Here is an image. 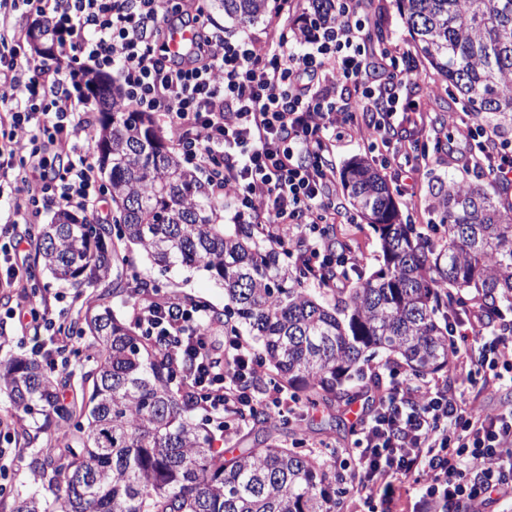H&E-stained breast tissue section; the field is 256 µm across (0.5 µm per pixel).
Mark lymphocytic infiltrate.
Masks as SVG:
<instances>
[{
	"mask_svg": "<svg viewBox=\"0 0 512 512\" xmlns=\"http://www.w3.org/2000/svg\"><path fill=\"white\" fill-rule=\"evenodd\" d=\"M335 2L333 23L262 45L248 34L220 38L197 14L190 19L194 42L173 56L167 36L181 10L172 0H0V182L9 184L23 222L10 227L9 245L0 251V287L26 286L29 228L41 222L47 200L108 218L107 192L91 161L95 115L88 95L72 88L79 67L116 68L127 107L162 118L183 162L233 209L234 223L261 225L286 251L301 242L297 262L307 278L331 270L332 287H346L360 258L324 232L336 220L330 196L336 171L328 153L337 128L369 113L372 145L383 149L399 179L426 166L429 150L411 151L396 126L403 108L398 91L417 81L419 71L404 67L401 49H370L365 0ZM20 9L41 16L58 34L57 54L17 64L28 38L11 21ZM296 41L302 51L293 49ZM347 83L357 97L342 109L335 92ZM457 133L469 147L470 170L512 184L511 139L467 121ZM42 135L66 155V164L41 155ZM210 313L206 301L164 291L135 296L131 322L142 335L166 337L183 388L226 435L256 407L282 417L303 413L281 385L270 384L260 398L253 394L249 383L264 374L266 362L241 334L225 331L224 359L215 361ZM485 318L478 303L456 304L448 312V334L458 341L457 367L488 389L512 373V320H501L495 334ZM388 372L373 410L357 422L346 477L352 492L379 504L380 512H395L412 480L424 487L416 512H452L463 500L476 507L512 494L511 405L486 413L438 381L396 365Z\"/></svg>",
	"mask_w": 512,
	"mask_h": 512,
	"instance_id": "lymphocytic-infiltrate-1",
	"label": "lymphocytic infiltrate"
}]
</instances>
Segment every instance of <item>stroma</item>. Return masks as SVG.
I'll list each match as a JSON object with an SVG mask.
<instances>
[{
	"label": "stroma",
	"instance_id": "obj_1",
	"mask_svg": "<svg viewBox=\"0 0 512 512\" xmlns=\"http://www.w3.org/2000/svg\"><path fill=\"white\" fill-rule=\"evenodd\" d=\"M367 9L370 20L380 25L379 31L372 34L375 44L382 48L396 44L402 49L415 51L413 36L401 17L395 0H368ZM418 66L422 79L404 88L402 98L406 108L416 105L423 108L426 126L421 129L415 127L413 122H403L400 126L402 135L414 136L421 133L430 138L437 132H451L460 121L461 106L448 83L426 61H419ZM463 150V144L455 141L443 150L432 152L427 167L414 176L413 195L397 196L396 202L403 218L414 224L417 231H426L431 219L430 204L433 194L439 183L451 176L482 185L489 191L500 194L504 201L512 202V189L502 190L494 177L476 174L464 168L461 159ZM359 157L380 168L384 178H391V170L384 167L378 151L371 147L370 132L361 120L337 137L329 155L339 170L351 159ZM336 200L342 205L335 223L337 235L360 257L359 273L370 275L382 263L378 236L365 221L353 219L351 207L346 204L344 195H337ZM123 254L126 262L118 266L119 275L126 277L135 272L145 281L162 280L166 290L207 300L213 310H223L224 289L204 269L177 265L163 275L139 246H130L124 249ZM41 286L43 296L51 300L52 319L74 317L85 313L87 307L91 306L98 312L113 310L122 322L131 320L128 301L110 295L111 279H103L96 287L79 293L75 289L59 285L51 276L45 274L41 277ZM20 303L18 290L0 288V360L32 351V338L23 336L17 321L8 316L9 311L18 308ZM437 376L447 382L450 392L485 409H497L512 404V389L504 387L482 390L479 385L467 380L465 376L454 374L448 367L438 371ZM375 396V391L371 390L348 406L340 404L330 410L316 408L307 415L286 422L276 421L274 425L266 428L265 434L270 442L294 445L311 454L316 453L321 446L328 445L337 448L342 459L351 460L356 440L353 429L356 416L367 410ZM0 446L6 449L5 454L0 456V512H11L14 494L19 491L29 493L38 490L40 483L28 465L31 449L21 447L11 437L1 440Z\"/></svg>",
	"mask_w": 512,
	"mask_h": 512
}]
</instances>
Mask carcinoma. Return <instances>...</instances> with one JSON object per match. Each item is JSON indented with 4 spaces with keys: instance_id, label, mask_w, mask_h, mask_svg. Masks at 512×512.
Instances as JSON below:
<instances>
[{
    "instance_id": "carcinoma-1",
    "label": "carcinoma",
    "mask_w": 512,
    "mask_h": 512,
    "mask_svg": "<svg viewBox=\"0 0 512 512\" xmlns=\"http://www.w3.org/2000/svg\"><path fill=\"white\" fill-rule=\"evenodd\" d=\"M417 50L473 112L512 121V0H396ZM207 9L242 24L269 0H207ZM311 22L334 21L332 0H309ZM79 84L102 101L93 131L96 161L108 173L115 224L69 211L33 227L31 295L46 271L89 288L124 260L120 244L140 245L162 271L202 267L224 288L214 323L255 337L276 381L308 405L347 404L365 378L360 362L379 350L414 375L435 373L452 357L448 323L437 313L440 284L481 301L489 316L512 304V217L497 195L450 180L431 210L441 242L403 221L377 168L363 158L340 173L346 199L378 234L383 264L350 288H313L267 243L256 224H221L224 205L167 146L145 112L117 105L119 88L83 71ZM153 296L157 285L119 281ZM58 334L89 335L71 399L57 398L54 372L20 355L0 362V392L31 420L17 440L55 443L31 458L44 492L16 493L12 512H332L336 471L286 445L226 452L213 447L171 384L164 339H146L106 310L62 322Z\"/></svg>"
}]
</instances>
